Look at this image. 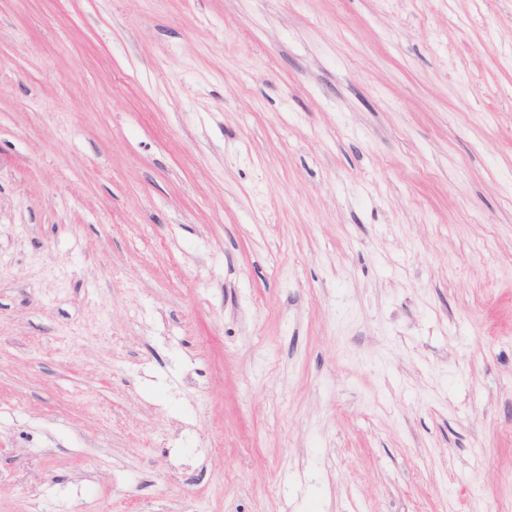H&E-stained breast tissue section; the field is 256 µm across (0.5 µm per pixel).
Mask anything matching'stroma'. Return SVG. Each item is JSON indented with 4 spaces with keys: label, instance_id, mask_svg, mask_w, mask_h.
Returning a JSON list of instances; mask_svg holds the SVG:
<instances>
[{
    "label": "stroma",
    "instance_id": "1",
    "mask_svg": "<svg viewBox=\"0 0 512 512\" xmlns=\"http://www.w3.org/2000/svg\"><path fill=\"white\" fill-rule=\"evenodd\" d=\"M512 512V0H0V512Z\"/></svg>",
    "mask_w": 512,
    "mask_h": 512
}]
</instances>
